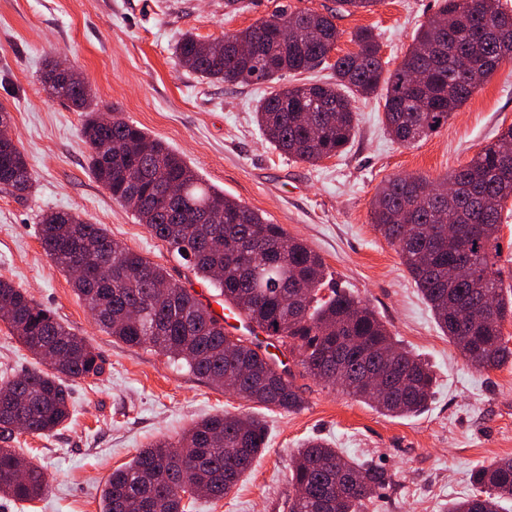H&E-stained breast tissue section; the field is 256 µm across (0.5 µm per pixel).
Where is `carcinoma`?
<instances>
[{
    "label": "carcinoma",
    "instance_id": "obj_1",
    "mask_svg": "<svg viewBox=\"0 0 512 512\" xmlns=\"http://www.w3.org/2000/svg\"><path fill=\"white\" fill-rule=\"evenodd\" d=\"M381 0H336V10L282 9L223 42L202 46L191 33L176 46L178 62L209 81L279 83L326 64L340 32L336 18ZM355 49L336 57L335 82L285 85L270 92L255 118L282 153L316 163L343 152L356 132L353 101L385 86L384 117L391 138L419 142L448 124L505 60L512 61V9L501 0H440L414 34L401 63L385 69L374 32H354ZM443 42L470 65L434 60ZM50 98L84 114L81 133L88 168L118 203L139 200L138 221L192 267L246 319L253 339L230 336L196 294L166 271L112 239L102 224L71 211L41 215L46 255L72 280L102 331L129 347H149L217 387L236 379L234 394L266 408L302 407L298 377L337 387L384 415L411 417L434 397L429 364L402 346L374 311L336 287L322 291L323 259L258 212L206 184L182 155L114 111L104 119L86 83L66 84L50 60L42 76ZM34 180L20 148L0 140V188L18 196ZM512 199V126L470 162L441 181L398 175L372 201L374 229L395 246L444 335L475 368L512 362L503 334L512 321V289L503 288L498 234L503 204ZM165 285V295L159 286ZM0 320L47 370L0 377V435L17 425L44 435L72 418L67 380L96 379L104 361L88 340L57 320L25 290L0 278ZM264 338H259V335ZM288 352L298 371L269 348ZM266 446L252 415L217 414L190 426L177 442L159 439L116 469L102 494V512H144L153 499L162 512H187L183 500L222 499ZM393 483L392 475L327 441L297 449L287 512H365L366 502ZM44 469L0 446V497L41 498ZM474 492L448 512H503L512 503V458L472 475Z\"/></svg>",
    "mask_w": 512,
    "mask_h": 512
}]
</instances>
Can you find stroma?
Listing matches in <instances>:
<instances>
[{
    "label": "stroma",
    "instance_id": "stroma-1",
    "mask_svg": "<svg viewBox=\"0 0 512 512\" xmlns=\"http://www.w3.org/2000/svg\"><path fill=\"white\" fill-rule=\"evenodd\" d=\"M286 4L324 13L336 0H244L233 13L224 0H0V104L11 114L12 136L34 174L25 198L0 189V278L86 337L104 360L97 381L69 384L74 414L67 425L47 435L14 433L11 447L43 466L49 486L32 502L1 498L0 512H101L102 488L138 449L159 439L177 441L195 421L224 412L259 417L267 446L223 499L197 500L192 512H283L293 454L311 438L393 474L392 486L366 512H446L471 493L476 466L512 456V364L480 372L464 360L371 219L384 180L444 177L512 126V62L500 64L425 140L393 141L376 96L357 101V131L341 154L304 162L266 142L255 122L268 86L202 79L174 54L185 32L217 42ZM437 8V0H381L373 11L339 17L336 52L352 51V32L370 28L380 36L387 69H394ZM51 57L88 83L98 110L119 109L182 154L204 182L317 252L339 286L428 362L435 394L426 412L389 417L301 377L303 407L269 410L100 330L40 244L44 211H72L105 225L114 240L163 267L203 302L214 307L222 299L93 178L81 114L42 90Z\"/></svg>",
    "mask_w": 512,
    "mask_h": 512
}]
</instances>
